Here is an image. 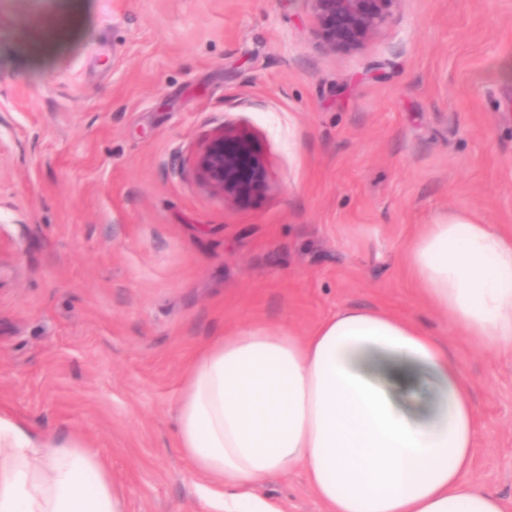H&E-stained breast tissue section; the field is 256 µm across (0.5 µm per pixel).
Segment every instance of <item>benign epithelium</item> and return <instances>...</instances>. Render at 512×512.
Listing matches in <instances>:
<instances>
[{"instance_id": "obj_1", "label": "benign epithelium", "mask_w": 512, "mask_h": 512, "mask_svg": "<svg viewBox=\"0 0 512 512\" xmlns=\"http://www.w3.org/2000/svg\"><path fill=\"white\" fill-rule=\"evenodd\" d=\"M323 48L363 49L380 32L397 0H307ZM194 178L204 192L240 208L277 191L270 160L252 135L230 124L213 129L194 156Z\"/></svg>"}]
</instances>
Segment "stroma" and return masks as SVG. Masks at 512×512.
I'll return each mask as SVG.
<instances>
[{
	"label": "stroma",
	"mask_w": 512,
	"mask_h": 512,
	"mask_svg": "<svg viewBox=\"0 0 512 512\" xmlns=\"http://www.w3.org/2000/svg\"><path fill=\"white\" fill-rule=\"evenodd\" d=\"M314 29L305 0H0V411L79 437L125 512H207L218 489L176 444L206 342L305 334L339 306L447 344L474 478L512 503V351L451 332L398 257L448 211L512 234V0H396L350 54ZM224 124L256 135L274 195L229 208L198 188L194 152ZM254 493L324 512L300 470Z\"/></svg>",
	"instance_id": "1"
}]
</instances>
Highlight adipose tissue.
Returning a JSON list of instances; mask_svg holds the SVG:
<instances>
[{
    "label": "adipose tissue",
    "mask_w": 512,
    "mask_h": 512,
    "mask_svg": "<svg viewBox=\"0 0 512 512\" xmlns=\"http://www.w3.org/2000/svg\"><path fill=\"white\" fill-rule=\"evenodd\" d=\"M425 304L481 349H512V236L466 211L420 225L402 254ZM428 375L414 418L381 372ZM177 442L224 488L214 512H283L254 495L303 469L326 512H512L471 477L479 423L446 344L414 320L343 307L305 336L254 324L213 338L189 363ZM0 512H125L101 459L0 412Z\"/></svg>",
    "instance_id": "obj_1"
}]
</instances>
